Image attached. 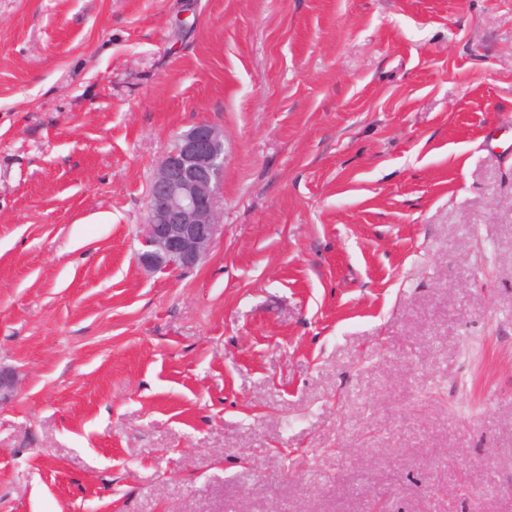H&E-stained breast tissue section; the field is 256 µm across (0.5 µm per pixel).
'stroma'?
I'll list each match as a JSON object with an SVG mask.
<instances>
[{
    "label": "stroma",
    "instance_id": "obj_1",
    "mask_svg": "<svg viewBox=\"0 0 512 512\" xmlns=\"http://www.w3.org/2000/svg\"><path fill=\"white\" fill-rule=\"evenodd\" d=\"M0 366V512H512V0H0ZM224 171V131L200 122L182 132L150 182L141 265L153 272L191 270L218 235L217 186Z\"/></svg>",
    "mask_w": 512,
    "mask_h": 512
}]
</instances>
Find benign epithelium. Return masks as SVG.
<instances>
[{
	"label": "benign epithelium",
	"mask_w": 512,
	"mask_h": 512,
	"mask_svg": "<svg viewBox=\"0 0 512 512\" xmlns=\"http://www.w3.org/2000/svg\"><path fill=\"white\" fill-rule=\"evenodd\" d=\"M224 171V131L200 122L182 132L150 182L141 265L153 272L191 270L218 235L217 186Z\"/></svg>",
	"instance_id": "7a95c632"
}]
</instances>
